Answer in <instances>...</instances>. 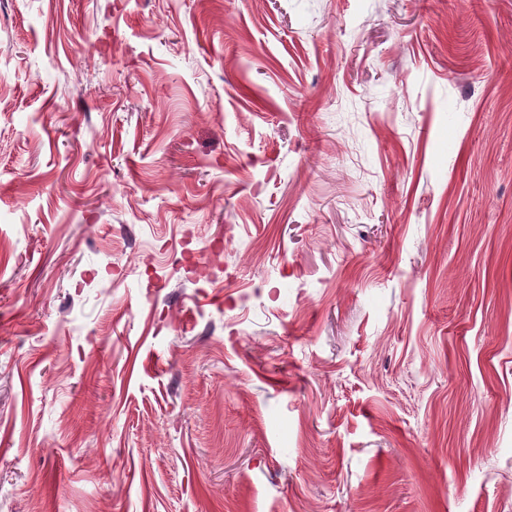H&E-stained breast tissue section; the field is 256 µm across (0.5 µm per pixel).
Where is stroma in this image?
Returning <instances> with one entry per match:
<instances>
[{
    "label": "stroma",
    "instance_id": "obj_1",
    "mask_svg": "<svg viewBox=\"0 0 512 512\" xmlns=\"http://www.w3.org/2000/svg\"><path fill=\"white\" fill-rule=\"evenodd\" d=\"M0 512H512V0H0Z\"/></svg>",
    "mask_w": 512,
    "mask_h": 512
}]
</instances>
